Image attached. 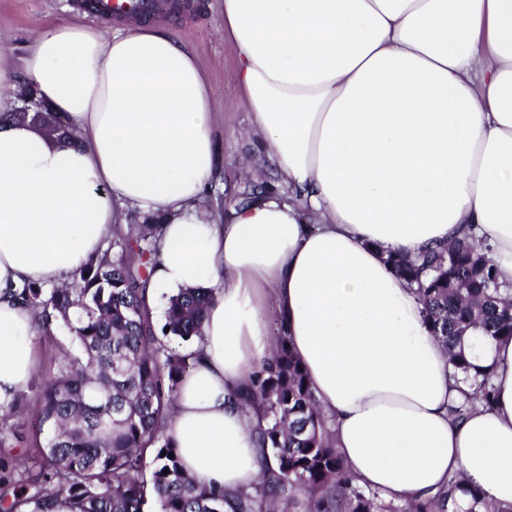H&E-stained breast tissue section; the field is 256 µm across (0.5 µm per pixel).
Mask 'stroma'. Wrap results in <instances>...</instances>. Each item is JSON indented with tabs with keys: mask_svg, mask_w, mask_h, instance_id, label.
Segmentation results:
<instances>
[{
	"mask_svg": "<svg viewBox=\"0 0 512 512\" xmlns=\"http://www.w3.org/2000/svg\"><path fill=\"white\" fill-rule=\"evenodd\" d=\"M180 2L179 11L153 18L152 23L163 27L194 53L207 81L214 114L213 137L219 156L208 194L216 199L211 213L220 224L246 186L243 168L255 166L269 174L274 168L262 143L251 133L253 115L246 110L234 78L235 53L224 35V0ZM60 21L94 26L106 34L116 28L115 22L74 11L71 0H0V53H8L17 60L23 58L38 32ZM71 346L63 329L56 330L50 338L36 337L35 371L25 388L30 408L27 414L13 421L19 447L28 446L39 429L34 406L53 370L55 355L60 348Z\"/></svg>",
	"mask_w": 512,
	"mask_h": 512,
	"instance_id": "35a3bbf8",
	"label": "stroma"
}]
</instances>
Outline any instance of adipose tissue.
I'll use <instances>...</instances> for the list:
<instances>
[{"label": "adipose tissue", "mask_w": 512, "mask_h": 512, "mask_svg": "<svg viewBox=\"0 0 512 512\" xmlns=\"http://www.w3.org/2000/svg\"><path fill=\"white\" fill-rule=\"evenodd\" d=\"M224 31L290 195L221 227L200 206L218 156L188 47L149 24L106 38L61 22L22 67L0 54V404L28 382L40 331L11 288L75 273L122 205L164 226L149 297L211 290L171 425L200 482L232 495L258 474L262 415L236 400L267 353L268 290L356 483L404 502L459 474L512 503V338L479 359L494 411L452 419L461 379L384 262L471 234L512 278V0H224ZM21 82L78 142L13 119Z\"/></svg>", "instance_id": "ef3b65f1"}]
</instances>
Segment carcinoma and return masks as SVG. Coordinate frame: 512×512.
<instances>
[{
    "label": "carcinoma",
    "mask_w": 512,
    "mask_h": 512,
    "mask_svg": "<svg viewBox=\"0 0 512 512\" xmlns=\"http://www.w3.org/2000/svg\"><path fill=\"white\" fill-rule=\"evenodd\" d=\"M51 136L64 130L56 112H18ZM161 224H130L124 238L90 259L70 281L47 287L25 283L15 297L31 307L42 331L67 330L80 355L60 350L39 396L45 444L33 442L37 471L22 470L7 449L9 421L26 410L24 394L0 405V512H53L60 496L75 512H512L494 505L487 489L448 486L405 503L384 500L346 476L334 446V424L318 409L313 386L279 327L272 357L253 367V387L240 402L259 407L255 426L264 448L260 475L229 501L224 489L199 482L184 469L168 434L177 389L197 361L198 349L179 351L160 336L145 300L158 257ZM395 274L416 286L424 318L462 376L459 399L448 408L459 419L475 403L493 407V367L470 360L475 331L483 339L512 337V280L504 278L489 248L474 237L418 255L387 253ZM207 288L169 298L165 326L184 342L203 340ZM169 473H163V470ZM469 496L461 507L457 492Z\"/></svg>",
    "instance_id": "carcinoma-1"
}]
</instances>
